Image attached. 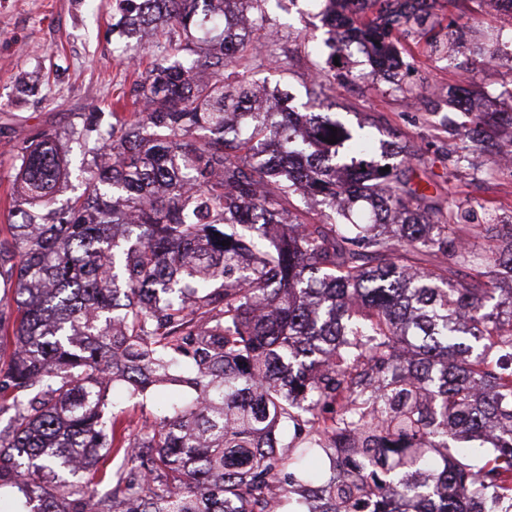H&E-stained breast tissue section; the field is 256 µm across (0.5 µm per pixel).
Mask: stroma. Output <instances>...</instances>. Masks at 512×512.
Wrapping results in <instances>:
<instances>
[{"label":"stroma","mask_w":512,"mask_h":512,"mask_svg":"<svg viewBox=\"0 0 512 512\" xmlns=\"http://www.w3.org/2000/svg\"><path fill=\"white\" fill-rule=\"evenodd\" d=\"M321 0H264L273 36L265 55L245 52L239 68L269 86L287 90L295 102H320L350 130L362 129L373 145L402 146L416 155L419 185L440 206L469 211L496 224H512V169L496 165L512 154V127L490 130L491 151L480 150L461 131L469 116L449 110L456 91L482 110L500 111L512 103V66L479 61L477 50L512 21L489 9L486 0L438 5L428 22L447 25L461 18L466 54L420 36L406 38L413 72L402 85L387 76L368 77L359 45L327 63ZM125 35L112 28V0H0V183L10 184L21 136L59 134L69 169L87 157L89 145L75 136L84 115L99 113V124L113 122L111 102L129 96L151 57L140 63L118 52ZM286 60L271 69L267 56Z\"/></svg>","instance_id":"stroma-1"}]
</instances>
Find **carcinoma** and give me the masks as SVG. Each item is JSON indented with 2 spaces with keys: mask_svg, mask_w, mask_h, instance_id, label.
<instances>
[{
  "mask_svg": "<svg viewBox=\"0 0 512 512\" xmlns=\"http://www.w3.org/2000/svg\"><path fill=\"white\" fill-rule=\"evenodd\" d=\"M260 2L113 0L121 53L154 60L140 111L118 97L112 127L79 130L80 195L59 203L57 134L21 141L9 196L33 209L0 236V490L24 512H512V287L493 281L512 283V224L428 203L415 154L377 160L277 87L261 109L234 71ZM419 2L340 0L348 30L326 44L354 32L388 58L438 0ZM500 122L480 112L464 136ZM360 197L371 224L336 208ZM166 384L189 397L127 432L111 388L142 405Z\"/></svg>",
  "mask_w": 512,
  "mask_h": 512,
  "instance_id": "cac0c4a2",
  "label": "carcinoma"
}]
</instances>
